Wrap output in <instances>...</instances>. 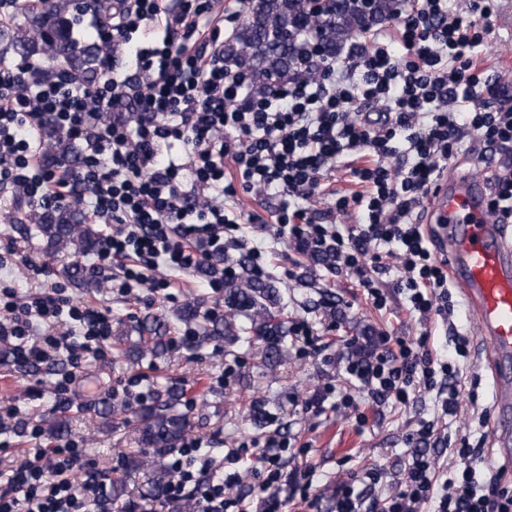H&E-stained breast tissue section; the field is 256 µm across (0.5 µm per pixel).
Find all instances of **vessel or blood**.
I'll use <instances>...</instances> for the list:
<instances>
[{
  "label": "vessel or blood",
  "instance_id": "b4317fda",
  "mask_svg": "<svg viewBox=\"0 0 512 512\" xmlns=\"http://www.w3.org/2000/svg\"><path fill=\"white\" fill-rule=\"evenodd\" d=\"M485 182L459 176L429 199L428 221L450 256V278L470 302L469 314L488 352L512 364V230L496 223L486 207ZM499 418L512 414V377L495 375Z\"/></svg>",
  "mask_w": 512,
  "mask_h": 512
}]
</instances>
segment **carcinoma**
<instances>
[{
	"instance_id": "carcinoma-1",
	"label": "carcinoma",
	"mask_w": 512,
	"mask_h": 512,
	"mask_svg": "<svg viewBox=\"0 0 512 512\" xmlns=\"http://www.w3.org/2000/svg\"><path fill=\"white\" fill-rule=\"evenodd\" d=\"M398 10L399 0H321L315 8L307 0H247L243 23L232 43L224 47V55L231 63L251 70L257 91L288 80H310L318 73L310 55L317 53L326 60L341 56L348 41L391 19ZM82 12L79 0H50L44 9L28 11L22 14L23 21L14 23L4 51L15 52L38 67L48 60L63 63L84 78H95L104 61L102 44L96 40L81 43L72 36ZM77 161V152L61 139L55 140L46 154L50 166ZM34 219L50 249L59 253L73 247L71 255L76 260L67 267L73 284L81 289L93 287V280L87 278L79 258L96 254L101 238L93 225L85 223L81 211L71 206L46 209L34 215ZM235 265L236 277L224 283V303L237 315L247 313L249 327L241 331L249 330L263 341V361L276 363L286 342L284 322L276 313L278 287L270 279L256 277L246 257L237 259ZM180 317L198 322L199 344L227 336L238 338L232 321L203 314L195 305L186 306ZM168 332L160 318L147 316L139 324L138 341L132 349L159 357L170 343ZM182 396L176 386H159L134 410L147 447H177L190 426L187 415L180 410ZM125 467L144 476L141 499L154 503L163 498L170 480L168 469L140 450L126 454ZM110 494L117 505L129 504L132 497L122 480L112 482Z\"/></svg>"
}]
</instances>
